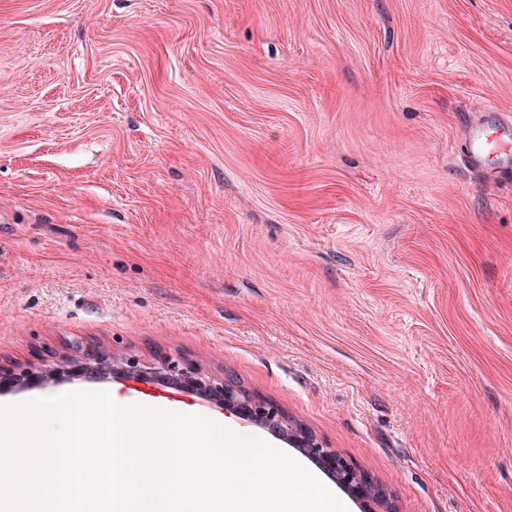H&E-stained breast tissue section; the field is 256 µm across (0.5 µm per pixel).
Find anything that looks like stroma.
<instances>
[{"label":"stroma","mask_w":512,"mask_h":512,"mask_svg":"<svg viewBox=\"0 0 512 512\" xmlns=\"http://www.w3.org/2000/svg\"><path fill=\"white\" fill-rule=\"evenodd\" d=\"M509 148L512 0H0V363L183 354L398 512H512ZM74 390L288 448L132 379L0 405Z\"/></svg>","instance_id":"35a3bbf8"}]
</instances>
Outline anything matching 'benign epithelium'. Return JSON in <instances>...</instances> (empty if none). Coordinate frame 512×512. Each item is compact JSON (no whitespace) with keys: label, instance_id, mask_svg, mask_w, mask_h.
Listing matches in <instances>:
<instances>
[{"label":"benign epithelium","instance_id":"benign-epithelium-1","mask_svg":"<svg viewBox=\"0 0 512 512\" xmlns=\"http://www.w3.org/2000/svg\"><path fill=\"white\" fill-rule=\"evenodd\" d=\"M83 377L95 373L105 378L125 374L140 380L162 382L184 388L196 395L224 405V410L252 424L264 427L299 449L331 475L365 512H394L387 493L364 474L352 468L346 460L324 441L318 439L304 424L288 417L277 405L239 386L232 378H216L204 371L192 359L165 353L155 355L154 362H143L132 356L118 357L110 352L92 350L82 358L65 355L61 362L49 368L35 365H0V379L23 389L28 381L48 384L57 381L61 373Z\"/></svg>","mask_w":512,"mask_h":512}]
</instances>
